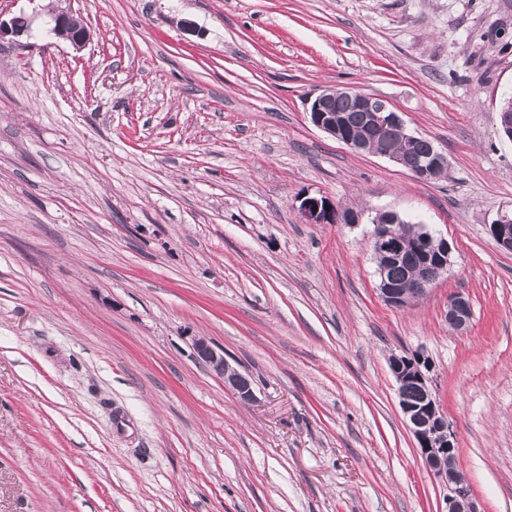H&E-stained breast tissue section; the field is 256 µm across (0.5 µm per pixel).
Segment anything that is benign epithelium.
Listing matches in <instances>:
<instances>
[{
  "instance_id": "7a95c632",
  "label": "benign epithelium",
  "mask_w": 512,
  "mask_h": 512,
  "mask_svg": "<svg viewBox=\"0 0 512 512\" xmlns=\"http://www.w3.org/2000/svg\"><path fill=\"white\" fill-rule=\"evenodd\" d=\"M33 21L34 16L23 12L7 21L0 19V41L8 36L16 39L28 34ZM52 21L51 32L56 35L62 31L66 32L67 40L75 48L84 47L90 40V31L83 20L73 13L59 10L54 13ZM348 95L355 102V110L363 113L365 129L362 136L354 137L347 132L348 121L332 106L336 97L334 88L322 90L311 101L309 114L313 125L357 153H373L372 143L390 128L398 129L408 145L419 139L418 135L408 131L398 113L383 99L358 91H350ZM381 156L406 169L420 181H439L448 176V157L438 148L433 149L429 156L420 158L407 151L400 154L388 151L381 153ZM300 209L311 224H334L338 221L356 224L359 221L357 213H340L327 199L305 197L301 200ZM398 221V213L387 212L386 221L377 222L372 236V246L389 261L398 254L399 245L390 233L388 225L396 224ZM490 233L499 248L512 253V218L490 225ZM424 245L428 257L433 259L437 268V276L443 275L451 265L452 248L448 240L429 233L424 238ZM377 275L378 291L387 305L401 308L409 304L406 292L388 283L386 266L377 267ZM435 281L436 276H432L430 272L418 270L413 279L415 298L424 297ZM446 317L448 324L454 329H467L472 319L469 300L460 293L449 296ZM192 346L196 356L224 378V385L233 390L241 401L249 403L256 400L254 390L246 383L244 376L228 377L233 367L224 357L223 351L216 349L202 336L193 337ZM388 366L396 381L399 406L405 416L408 430L421 447L424 466L448 487V512H479L471 487L458 478L455 466L444 463V458L452 455L456 449L457 437L446 414L438 405L429 379L424 375L415 378L416 382L423 385L424 391L423 404L416 405L409 402L405 396V379L410 377V374L405 370L403 357L391 355L388 358Z\"/></svg>"
}]
</instances>
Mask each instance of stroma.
I'll return each instance as SVG.
<instances>
[{"mask_svg":"<svg viewBox=\"0 0 512 512\" xmlns=\"http://www.w3.org/2000/svg\"><path fill=\"white\" fill-rule=\"evenodd\" d=\"M67 10L82 49L51 33ZM0 512H447L390 355L429 365L480 512H512V0H0ZM375 95L425 183L315 127ZM356 211L309 224L303 197ZM392 210L453 264L377 290ZM472 306L450 327L448 297ZM196 336L253 380L240 401ZM53 26L51 32L59 35L61 31L66 32V39L76 48L81 49L90 40V31L83 20L77 18L72 12L58 10L52 17ZM34 18V15L21 12L18 15L12 16L9 21H5L2 20V15L0 14V41L8 36L13 41V39L16 40V38L27 35L31 30Z\"/></svg>","mask_w":512,"mask_h":512,"instance_id":"obj_1","label":"stroma"}]
</instances>
